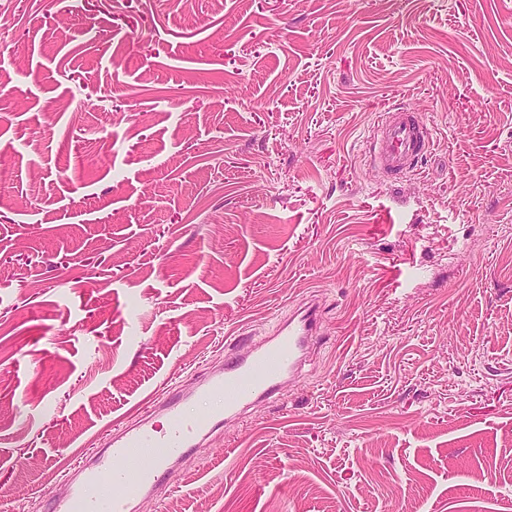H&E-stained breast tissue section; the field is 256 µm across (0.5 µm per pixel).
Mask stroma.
I'll list each match as a JSON object with an SVG mask.
<instances>
[{
  "label": "stroma",
  "mask_w": 512,
  "mask_h": 512,
  "mask_svg": "<svg viewBox=\"0 0 512 512\" xmlns=\"http://www.w3.org/2000/svg\"><path fill=\"white\" fill-rule=\"evenodd\" d=\"M307 303L135 512H512V0H0V512ZM429 128L417 112L398 106L381 114L369 136L372 168L383 178H407L431 150ZM318 308L309 304L293 311L273 333L245 351L230 350L224 365L199 385L201 393L224 396L225 419L255 402L275 397L297 379L307 354L320 336Z\"/></svg>",
  "instance_id": "obj_1"
}]
</instances>
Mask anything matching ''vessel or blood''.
I'll return each mask as SVG.
<instances>
[{"label": "vessel or blood", "instance_id": "vessel-or-blood-1", "mask_svg": "<svg viewBox=\"0 0 512 512\" xmlns=\"http://www.w3.org/2000/svg\"><path fill=\"white\" fill-rule=\"evenodd\" d=\"M431 146V132L417 112L398 106L381 114L369 136L370 164L383 178H405L419 168ZM319 329L318 309L309 304L293 311L260 344L225 354L223 367L199 385L200 392L223 396V414L189 417L182 409V396L173 395L162 406L166 429L147 421L125 430L95 458L72 497L50 500L47 512H131L132 502L169 476L173 464L199 445L219 416H237L297 379ZM104 483L117 485V493L96 496L95 488Z\"/></svg>", "mask_w": 512, "mask_h": 512}]
</instances>
